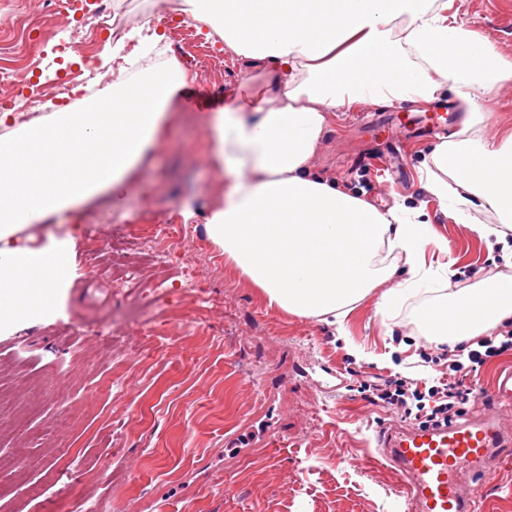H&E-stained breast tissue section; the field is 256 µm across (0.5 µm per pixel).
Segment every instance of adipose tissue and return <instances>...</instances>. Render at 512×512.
<instances>
[{
  "mask_svg": "<svg viewBox=\"0 0 512 512\" xmlns=\"http://www.w3.org/2000/svg\"><path fill=\"white\" fill-rule=\"evenodd\" d=\"M185 0L242 62L245 95L218 113L209 134L224 193L204 224L227 264L263 292L269 307L341 323L352 304L381 288L380 308L430 295L441 313L429 328L456 345L512 324V175L480 167L512 161V136L489 140L473 125L435 146L424 187L458 223L492 210L493 239L506 271L472 288L442 291L448 266L427 262L435 245L419 207L380 210L312 167L331 113L352 103L391 105L451 95L486 118L489 85L512 82L493 42L474 36L446 0ZM186 74L146 66L117 78L82 111L23 120L0 113V331L56 307L73 275L70 240L33 247L25 228L48 216L77 215L89 200L124 191L154 146Z\"/></svg>",
  "mask_w": 512,
  "mask_h": 512,
  "instance_id": "1",
  "label": "adipose tissue"
}]
</instances>
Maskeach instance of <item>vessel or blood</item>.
<instances>
[{
    "label": "vessel or blood",
    "mask_w": 512,
    "mask_h": 512,
    "mask_svg": "<svg viewBox=\"0 0 512 512\" xmlns=\"http://www.w3.org/2000/svg\"><path fill=\"white\" fill-rule=\"evenodd\" d=\"M504 403H512L511 369L499 372L480 415L409 431H379L378 446L401 477L415 512H479L487 461H512V432L497 419Z\"/></svg>",
    "instance_id": "b4317fda"
}]
</instances>
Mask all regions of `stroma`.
Masks as SVG:
<instances>
[{"mask_svg":"<svg viewBox=\"0 0 512 512\" xmlns=\"http://www.w3.org/2000/svg\"><path fill=\"white\" fill-rule=\"evenodd\" d=\"M448 11L512 62V0H450ZM241 77L229 55L217 81L188 77L178 112L125 194L85 208L136 223L149 200L155 216H175L190 229L171 248L193 257L207 288L199 335L178 333L190 308L173 298L132 306L111 279L88 273L74 249L79 275L55 312L0 332V512H86L91 501L99 512H408L374 435L390 423L431 419L436 402L425 399L408 414L378 399L374 386L436 383L453 355L425 335L424 297L385 313L371 292L341 336L317 319L268 307L225 265L203 233L223 191L207 129ZM486 106L483 135H512V83L491 88ZM434 115L426 101L351 105L331 117L313 164L378 207L423 206L435 237L448 244L431 261L450 266L452 288H466L503 266L421 186V164L437 139L412 133ZM150 319L165 322L166 333L132 330ZM79 322L85 335L73 333ZM504 367H512V351L468 375L472 393L458 402V415L481 410L480 394ZM19 448L28 451L21 468ZM479 498L482 512H512V462L491 468Z\"/></svg>","mask_w":512,"mask_h":512,"instance_id":"obj_1","label":"stroma"}]
</instances>
